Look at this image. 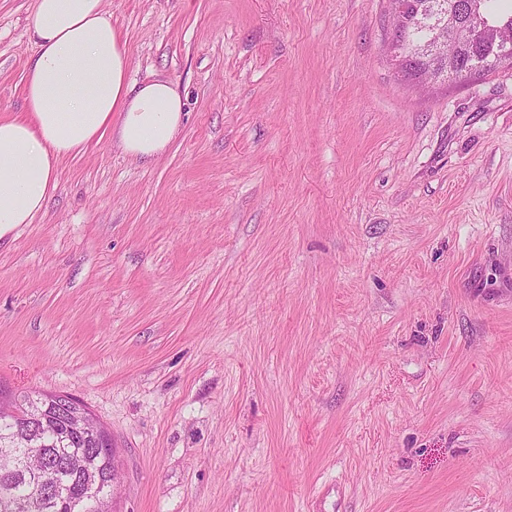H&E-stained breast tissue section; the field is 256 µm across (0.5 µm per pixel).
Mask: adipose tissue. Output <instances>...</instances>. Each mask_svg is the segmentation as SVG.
Instances as JSON below:
<instances>
[{
	"mask_svg": "<svg viewBox=\"0 0 512 512\" xmlns=\"http://www.w3.org/2000/svg\"><path fill=\"white\" fill-rule=\"evenodd\" d=\"M26 28L37 52L24 108L0 117V239L45 211L64 159L108 133L129 158L155 159L184 115L171 80L130 81L127 41L103 0H36Z\"/></svg>",
	"mask_w": 512,
	"mask_h": 512,
	"instance_id": "1",
	"label": "adipose tissue"
}]
</instances>
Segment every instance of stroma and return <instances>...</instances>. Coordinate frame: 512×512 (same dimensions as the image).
Here are the masks:
<instances>
[{"mask_svg": "<svg viewBox=\"0 0 512 512\" xmlns=\"http://www.w3.org/2000/svg\"><path fill=\"white\" fill-rule=\"evenodd\" d=\"M104 6L182 129L0 240V383L109 427L117 512H512V68L405 83L388 0Z\"/></svg>", "mask_w": 512, "mask_h": 512, "instance_id": "35a3bbf8", "label": "stroma"}]
</instances>
